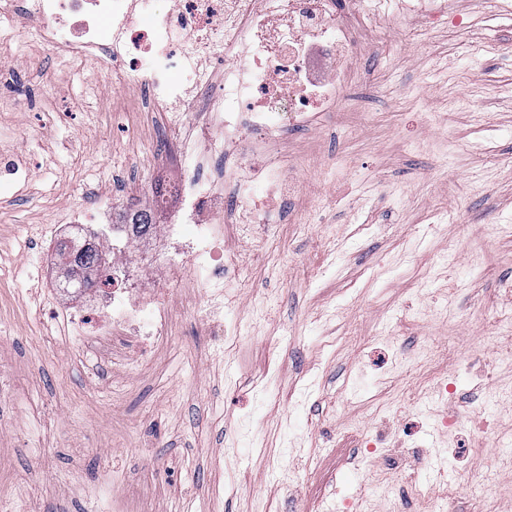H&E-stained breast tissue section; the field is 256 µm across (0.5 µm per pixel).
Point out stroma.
<instances>
[{"label": "stroma", "instance_id": "stroma-1", "mask_svg": "<svg viewBox=\"0 0 512 512\" xmlns=\"http://www.w3.org/2000/svg\"><path fill=\"white\" fill-rule=\"evenodd\" d=\"M455 6L459 24L363 31L346 103L284 136L300 191L226 291L237 334L212 344L205 299L174 284L170 336L131 369L49 319L68 300L43 253L73 211L173 176L160 115L15 40L37 109L0 99L21 170L0 188V512L103 492L112 512H428L442 470L454 512H482L512 454V15ZM431 396L478 422L445 425Z\"/></svg>", "mask_w": 512, "mask_h": 512}]
</instances>
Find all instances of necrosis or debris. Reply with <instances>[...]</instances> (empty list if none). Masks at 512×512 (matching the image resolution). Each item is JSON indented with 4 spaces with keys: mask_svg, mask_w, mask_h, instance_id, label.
Listing matches in <instances>:
<instances>
[{
    "mask_svg": "<svg viewBox=\"0 0 512 512\" xmlns=\"http://www.w3.org/2000/svg\"><path fill=\"white\" fill-rule=\"evenodd\" d=\"M449 0H0V95L11 93L12 42L33 25L43 44L92 64L165 115L166 145L179 169L168 199L175 223L160 222L163 260L130 245L100 243L112 280L76 293L70 338L136 334L128 364L144 361L171 330L167 286L187 282L210 309L243 260L224 253V235L266 242L298 190L295 163L278 146L285 130L311 125L344 99L358 37L373 22L422 15L447 20ZM203 119H194L197 109ZM238 162L228 178L212 169L225 147Z\"/></svg>",
    "mask_w": 512,
    "mask_h": 512,
    "instance_id": "necrosis-or-debris-1",
    "label": "necrosis or debris"
}]
</instances>
